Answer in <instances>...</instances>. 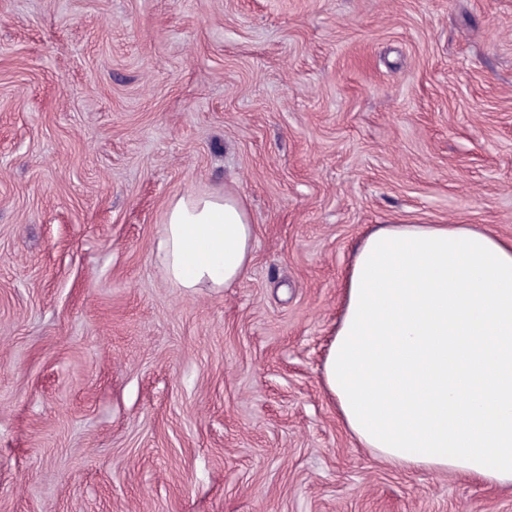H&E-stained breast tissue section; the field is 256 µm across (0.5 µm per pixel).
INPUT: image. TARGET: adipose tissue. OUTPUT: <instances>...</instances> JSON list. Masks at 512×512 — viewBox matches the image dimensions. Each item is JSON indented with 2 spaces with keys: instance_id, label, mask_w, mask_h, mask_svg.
I'll return each instance as SVG.
<instances>
[{
  "instance_id": "1",
  "label": "adipose tissue",
  "mask_w": 512,
  "mask_h": 512,
  "mask_svg": "<svg viewBox=\"0 0 512 512\" xmlns=\"http://www.w3.org/2000/svg\"><path fill=\"white\" fill-rule=\"evenodd\" d=\"M255 226L232 194L186 192L156 243L166 279L229 288ZM360 447L403 471L512 487V240L469 224H379L355 247L322 366Z\"/></svg>"
}]
</instances>
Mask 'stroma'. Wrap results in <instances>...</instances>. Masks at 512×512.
<instances>
[{
  "mask_svg": "<svg viewBox=\"0 0 512 512\" xmlns=\"http://www.w3.org/2000/svg\"><path fill=\"white\" fill-rule=\"evenodd\" d=\"M190 189L256 226L233 287L157 261ZM394 221L512 238V0H0V512H512L322 385Z\"/></svg>",
  "mask_w": 512,
  "mask_h": 512,
  "instance_id": "stroma-1",
  "label": "stroma"
}]
</instances>
